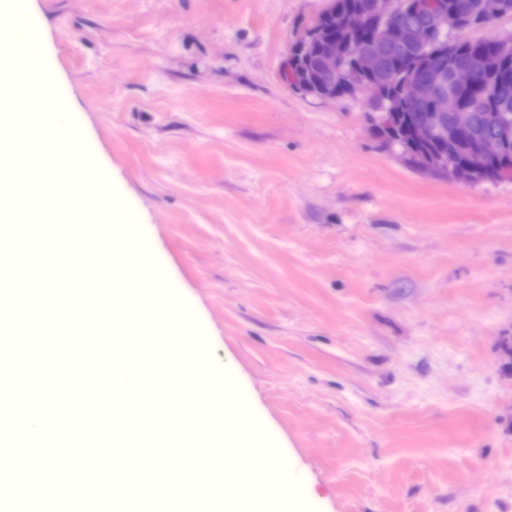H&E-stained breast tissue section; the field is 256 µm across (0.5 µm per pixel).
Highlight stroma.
I'll return each mask as SVG.
<instances>
[{"label": "stroma", "instance_id": "35a3bbf8", "mask_svg": "<svg viewBox=\"0 0 512 512\" xmlns=\"http://www.w3.org/2000/svg\"><path fill=\"white\" fill-rule=\"evenodd\" d=\"M330 0H13L88 199L141 238L290 475L289 512H512V182L409 165L286 84ZM156 278V279H159ZM156 279L142 278V293ZM56 94L60 109L57 112L54 124L51 126L52 136L57 146H65L70 138L72 130L80 131V119L77 114L68 109V92L65 88L58 87Z\"/></svg>", "mask_w": 512, "mask_h": 512}]
</instances>
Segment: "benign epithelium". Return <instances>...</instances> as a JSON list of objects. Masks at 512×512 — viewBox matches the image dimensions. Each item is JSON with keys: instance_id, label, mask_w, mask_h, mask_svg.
I'll list each match as a JSON object with an SVG mask.
<instances>
[{"instance_id": "1", "label": "benign epithelium", "mask_w": 512, "mask_h": 512, "mask_svg": "<svg viewBox=\"0 0 512 512\" xmlns=\"http://www.w3.org/2000/svg\"><path fill=\"white\" fill-rule=\"evenodd\" d=\"M502 0H472L469 16L485 26L505 16ZM417 16L418 22L401 24L402 14ZM367 20L376 24V32L364 46L345 52L336 43H325L321 49L320 65L324 79L316 83L302 69L287 70L292 85L308 95L320 99H334L337 92L346 89L352 93L370 94L371 124L388 139L396 137L394 120L401 111L402 102L371 95L370 86L362 78H373L388 83L392 77L383 74L379 65L392 51L401 47L428 50L433 56L448 47V33L460 29L454 17L448 14V0H367L364 10L351 18L357 26ZM480 75L472 65L449 68L430 62L410 72H403L406 101L420 105L432 102V111L407 124L405 133L411 145L425 148L418 168L438 177L458 182H501L512 180V174L491 167L490 161L512 144V122L498 112L487 114L492 127L489 134H477L461 142L462 132L470 130V113L462 111L457 91L471 88ZM460 146L462 161L443 152L430 149L435 143Z\"/></svg>"}]
</instances>
